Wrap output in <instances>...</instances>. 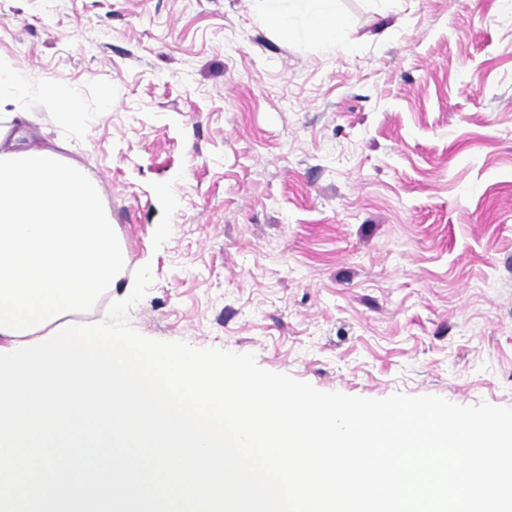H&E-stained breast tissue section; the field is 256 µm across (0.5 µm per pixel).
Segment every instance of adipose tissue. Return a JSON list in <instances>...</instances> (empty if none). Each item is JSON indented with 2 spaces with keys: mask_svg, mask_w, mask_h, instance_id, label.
I'll return each mask as SVG.
<instances>
[{
  "mask_svg": "<svg viewBox=\"0 0 512 512\" xmlns=\"http://www.w3.org/2000/svg\"><path fill=\"white\" fill-rule=\"evenodd\" d=\"M261 15L277 30L295 37H318L336 44L343 26L332 0H255Z\"/></svg>",
  "mask_w": 512,
  "mask_h": 512,
  "instance_id": "obj_1",
  "label": "adipose tissue"
}]
</instances>
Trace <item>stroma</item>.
<instances>
[{
  "instance_id": "obj_1",
  "label": "stroma",
  "mask_w": 512,
  "mask_h": 512,
  "mask_svg": "<svg viewBox=\"0 0 512 512\" xmlns=\"http://www.w3.org/2000/svg\"><path fill=\"white\" fill-rule=\"evenodd\" d=\"M345 49L255 0H0L20 143L96 180L150 340L325 392L512 407V0H336ZM64 89L79 132L41 99Z\"/></svg>"
}]
</instances>
